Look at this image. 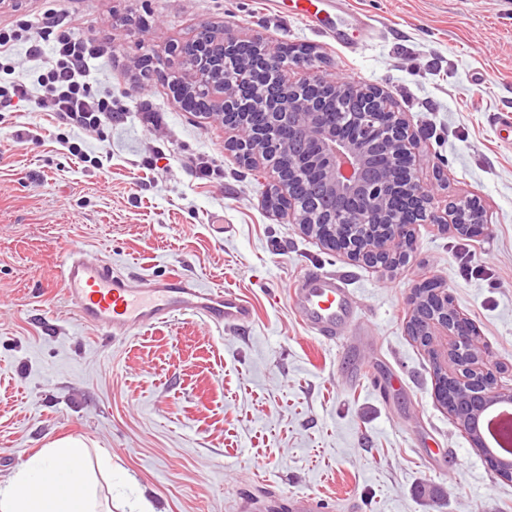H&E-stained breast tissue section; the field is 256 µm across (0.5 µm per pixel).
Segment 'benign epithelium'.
<instances>
[{"mask_svg":"<svg viewBox=\"0 0 512 512\" xmlns=\"http://www.w3.org/2000/svg\"><path fill=\"white\" fill-rule=\"evenodd\" d=\"M241 36L201 26L165 49L175 66L171 88L207 104L204 115L231 136L224 148L248 164L271 163L268 193L288 223L312 230L330 250L364 264L401 265L409 258L415 224L452 226L461 234H483L486 210L464 197L440 208L433 188L420 181L415 159L419 137L382 88L335 81L318 73L311 46L286 54L263 36H250L260 50L254 63L236 54ZM305 75L297 81L288 70ZM308 194L296 193L297 184ZM408 335L435 357L434 395L450 404L465 430L493 401L512 392L498 384L487 349L450 291L433 278L409 296Z\"/></svg>","mask_w":512,"mask_h":512,"instance_id":"benign-epithelium-1","label":"benign epithelium"}]
</instances>
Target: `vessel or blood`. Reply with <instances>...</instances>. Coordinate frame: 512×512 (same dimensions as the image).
I'll use <instances>...</instances> for the list:
<instances>
[{
  "mask_svg": "<svg viewBox=\"0 0 512 512\" xmlns=\"http://www.w3.org/2000/svg\"><path fill=\"white\" fill-rule=\"evenodd\" d=\"M308 26L344 44L345 33L324 13L322 0H304L297 11ZM59 277L80 321L113 339L170 323L191 315L216 330L228 325H245L254 318L253 307L231 289L203 288L181 274L164 278L143 276L132 279L112 269L109 259L92 258L79 247H71L59 265ZM289 307L315 336L336 340L360 326L354 298L342 279L333 274L312 273L291 288ZM512 417V402L503 400L481 415L478 432L483 446L497 456L512 460V448L499 440L495 419ZM276 512H326L325 501L300 493L275 501ZM266 503L243 499L240 512H266Z\"/></svg>",
  "mask_w": 512,
  "mask_h": 512,
  "instance_id": "obj_1",
  "label": "vessel or blood"
}]
</instances>
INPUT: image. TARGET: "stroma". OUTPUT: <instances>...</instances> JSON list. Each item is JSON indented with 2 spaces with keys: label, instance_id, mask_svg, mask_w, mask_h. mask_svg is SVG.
I'll return each instance as SVG.
<instances>
[{
  "label": "stroma",
  "instance_id": "obj_1",
  "mask_svg": "<svg viewBox=\"0 0 512 512\" xmlns=\"http://www.w3.org/2000/svg\"><path fill=\"white\" fill-rule=\"evenodd\" d=\"M380 30L348 51L289 0H0V26L65 10L109 43L93 90L119 108L87 139L59 142L53 113L0 118V482L64 436L112 453V512H238L246 494L311 493L330 512H512V481L485 464L433 395L432 362L405 329L412 289L442 282L512 388V0H351ZM208 23L315 46L321 73L387 89L421 137L416 173L439 204L478 196L489 231L414 228L399 269L323 248L264 203L269 177L224 149L222 125L184 111L140 59ZM158 112L159 128L143 124ZM38 143L22 141V133ZM223 176L201 175V160ZM114 271L178 272L238 292L251 324L218 332L180 317L122 340L81 324L58 277L66 250ZM343 276L371 327L358 354L311 335L286 293Z\"/></svg>",
  "mask_w": 512,
  "mask_h": 512
}]
</instances>
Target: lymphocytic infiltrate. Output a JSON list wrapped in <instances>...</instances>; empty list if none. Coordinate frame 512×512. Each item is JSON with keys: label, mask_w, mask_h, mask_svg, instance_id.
Listing matches in <instances>:
<instances>
[{"label": "lymphocytic infiltrate", "mask_w": 512, "mask_h": 512, "mask_svg": "<svg viewBox=\"0 0 512 512\" xmlns=\"http://www.w3.org/2000/svg\"><path fill=\"white\" fill-rule=\"evenodd\" d=\"M26 44L29 58L40 61L34 79L16 76L13 49ZM106 43L83 37L72 19L52 11L35 23L21 21L0 27V72L10 75L0 84V112L16 103H34L54 113L72 134L69 151L81 153L85 138L112 120V96L93 92L87 77L91 60L102 57Z\"/></svg>", "instance_id": "obj_1"}]
</instances>
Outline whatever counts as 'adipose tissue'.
<instances>
[{
    "label": "adipose tissue",
    "instance_id": "obj_1",
    "mask_svg": "<svg viewBox=\"0 0 512 512\" xmlns=\"http://www.w3.org/2000/svg\"><path fill=\"white\" fill-rule=\"evenodd\" d=\"M110 470L109 453L85 439L54 440L0 486V512H111L97 494L98 476Z\"/></svg>",
    "mask_w": 512,
    "mask_h": 512
}]
</instances>
